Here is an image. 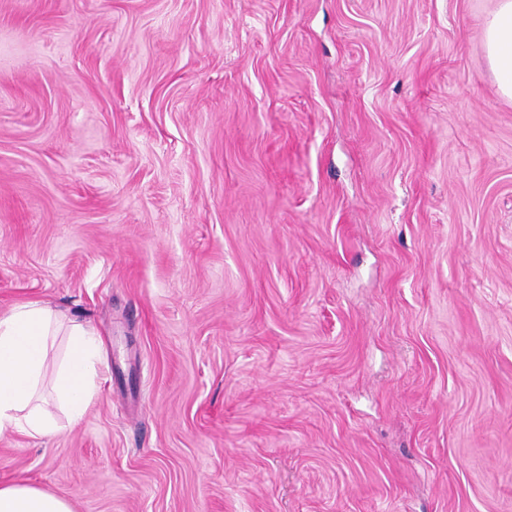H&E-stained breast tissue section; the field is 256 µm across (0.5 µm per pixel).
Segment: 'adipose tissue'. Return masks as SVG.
Here are the masks:
<instances>
[{"label": "adipose tissue", "instance_id": "1", "mask_svg": "<svg viewBox=\"0 0 512 512\" xmlns=\"http://www.w3.org/2000/svg\"><path fill=\"white\" fill-rule=\"evenodd\" d=\"M486 57L500 96L512 100V0H497L483 20ZM60 328L59 314L37 301L16 304L0 315V429L30 437L51 434V412L37 401L49 342ZM68 352L57 369L54 391L71 421H80L95 393L94 360L103 341L82 324L71 323ZM0 512H73L65 499L18 482L0 486Z\"/></svg>", "mask_w": 512, "mask_h": 512}]
</instances>
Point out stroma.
I'll list each match as a JSON object with an SVG mask.
<instances>
[{
	"label": "stroma",
	"instance_id": "stroma-1",
	"mask_svg": "<svg viewBox=\"0 0 512 512\" xmlns=\"http://www.w3.org/2000/svg\"><path fill=\"white\" fill-rule=\"evenodd\" d=\"M495 0H0V313L104 343L0 484L73 512H512ZM68 352L57 369L54 391L72 422L80 421L95 393L94 359L103 349V341L81 323L71 321L67 331Z\"/></svg>",
	"mask_w": 512,
	"mask_h": 512
}]
</instances>
